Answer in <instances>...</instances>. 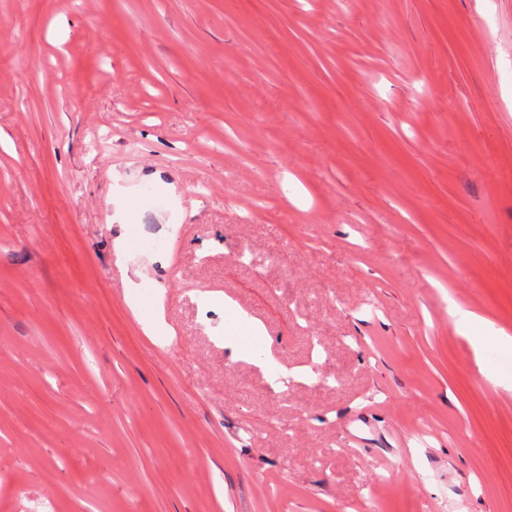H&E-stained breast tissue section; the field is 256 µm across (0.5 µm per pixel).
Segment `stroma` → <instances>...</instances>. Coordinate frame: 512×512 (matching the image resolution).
Segmentation results:
<instances>
[{"instance_id": "1", "label": "stroma", "mask_w": 512, "mask_h": 512, "mask_svg": "<svg viewBox=\"0 0 512 512\" xmlns=\"http://www.w3.org/2000/svg\"><path fill=\"white\" fill-rule=\"evenodd\" d=\"M500 329L512 0H0V512H512ZM139 288L141 284L126 280V299L134 318L141 324L143 332L147 336H170L163 316L165 288L159 284L154 285L150 312L144 311V305L139 298Z\"/></svg>"}]
</instances>
